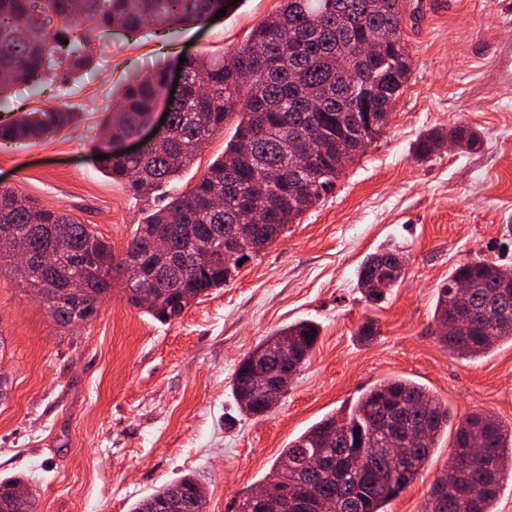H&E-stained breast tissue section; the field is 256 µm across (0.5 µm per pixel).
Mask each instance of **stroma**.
Instances as JSON below:
<instances>
[{
    "instance_id": "stroma-1",
    "label": "stroma",
    "mask_w": 512,
    "mask_h": 512,
    "mask_svg": "<svg viewBox=\"0 0 512 512\" xmlns=\"http://www.w3.org/2000/svg\"><path fill=\"white\" fill-rule=\"evenodd\" d=\"M407 0L412 70L384 134L341 174L331 195L245 261L236 280L171 323L126 301L115 278L98 316L62 329L34 293L0 271V478L37 490L36 512H131L186 475L207 492V512H238L280 452L324 415L354 404L393 376L425 385L450 425L486 410L512 427V343L469 361L435 340L439 284L458 265L485 259L512 269V0ZM281 0H233L219 19L158 32L112 28L92 37L91 61L53 70L40 87L15 85L0 121L67 103L76 120L45 141L0 142V187L88 225L123 259L134 231L164 195L135 196L96 158L103 124L126 84L167 71L180 56L219 58L245 45ZM466 123L480 146L425 161V131ZM200 151L170 192L191 190L235 131ZM394 251L402 282L375 302L357 286L372 253ZM320 327L307 365L267 415L243 414L231 391L239 361L288 324ZM372 336H361L363 326ZM444 435L419 478L388 512H422L448 463Z\"/></svg>"
}]
</instances>
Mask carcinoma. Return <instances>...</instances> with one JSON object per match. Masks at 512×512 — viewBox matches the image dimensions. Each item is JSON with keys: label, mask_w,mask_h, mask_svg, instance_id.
<instances>
[{"label": "carcinoma", "mask_w": 512, "mask_h": 512, "mask_svg": "<svg viewBox=\"0 0 512 512\" xmlns=\"http://www.w3.org/2000/svg\"><path fill=\"white\" fill-rule=\"evenodd\" d=\"M223 8L220 0H0V96L17 83H36L53 66L80 70L90 61V35L121 23L136 32L152 26L166 31L185 23H201ZM406 0H281L280 9L251 32L249 44L213 58L185 59L181 70L185 90L167 104L168 126L139 154L124 156L114 147L133 135L151 114L166 75L131 81L123 91L122 112L107 121V142L98 152L101 169L127 185L134 194L149 196L188 168L198 148L224 131L233 116L237 124L224 153L187 193L147 215L137 225L125 258L117 263L112 245L69 215L36 207L10 188L0 189V235L23 237L30 249L59 252L56 270L43 273L7 255L13 272L43 302L53 321L68 327L80 313L76 302L98 307L112 291L114 274L128 277L136 257L144 269L140 282L126 284L127 302L162 323L179 319L200 297L222 288L239 273L238 262L263 251L285 228L333 191L344 169L384 132L374 120L393 111L412 69L403 31ZM57 21L46 37V26ZM389 36L385 54L362 55L360 45ZM76 119L62 108L35 110L0 124V141L43 140ZM454 145L474 150L478 133L464 123L453 127ZM322 142V151L306 167L294 162L297 142L306 135ZM448 145L440 129L424 134L415 157L425 160ZM223 199L218 205L215 199ZM258 206L263 224L244 243L238 261L224 264V238L233 234L245 207ZM164 234L169 248L150 252L147 244ZM394 252L373 254L361 264L357 285L389 279L385 262ZM503 266L486 260L455 268L437 289L434 322L457 313L448 295L458 280L468 284L464 313L471 323L466 336H437L452 357L478 360L505 341L512 342V297L501 283ZM306 348L310 356L319 337L307 320L276 332ZM239 362L231 382L240 409L252 415L248 362ZM448 409L426 387L391 377L367 390L349 409L325 415L283 448L264 487L274 489L272 507L251 512H306L301 490L336 502L338 512H387V504L411 486L428 465L434 448L448 430ZM381 428L380 441L397 435L413 445L403 481L390 486L347 466L312 472L302 468L306 455L317 451L336 458ZM476 450L478 463L456 469L438 488L433 482L427 500L437 498L434 512H495L502 482L512 479V429L488 424L482 412L471 413L455 428L451 451ZM486 490L476 498L466 489L476 483ZM194 478L184 476L150 494L161 505L183 499Z\"/></svg>", "instance_id": "carcinoma-1"}]
</instances>
